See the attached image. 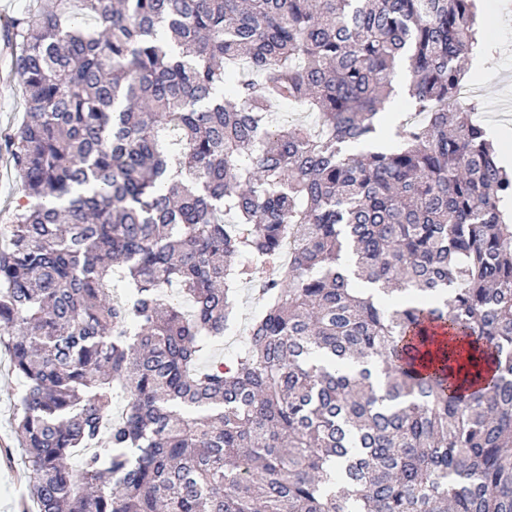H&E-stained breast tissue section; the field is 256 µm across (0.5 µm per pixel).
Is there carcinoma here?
Returning <instances> with one entry per match:
<instances>
[{
  "label": "carcinoma",
  "instance_id": "1",
  "mask_svg": "<svg viewBox=\"0 0 512 512\" xmlns=\"http://www.w3.org/2000/svg\"><path fill=\"white\" fill-rule=\"evenodd\" d=\"M477 25L476 0H36L10 22L0 351L26 512H512V174L457 101ZM403 60L420 119L387 147ZM293 103L316 129L280 120ZM241 284L245 346L203 365ZM4 48L2 52H6ZM0 55V133L17 129L23 121L24 104L21 94V81L18 75H12L7 82L8 62L6 55ZM21 195V178L0 150V235H8L11 216ZM9 224V227H8ZM0 236V238H1Z\"/></svg>",
  "mask_w": 512,
  "mask_h": 512
}]
</instances>
